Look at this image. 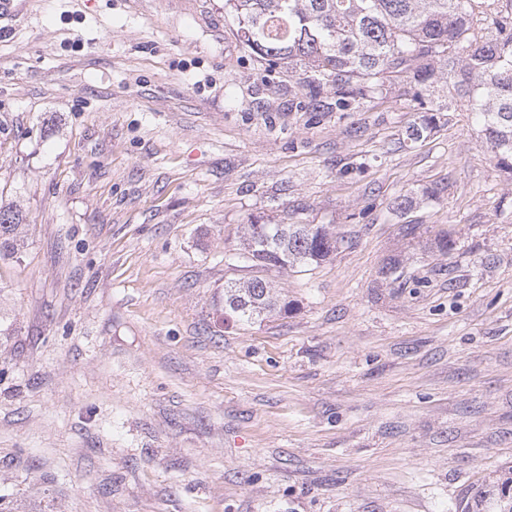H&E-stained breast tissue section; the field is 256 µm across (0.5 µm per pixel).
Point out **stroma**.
<instances>
[{
    "instance_id": "obj_1",
    "label": "stroma",
    "mask_w": 512,
    "mask_h": 512,
    "mask_svg": "<svg viewBox=\"0 0 512 512\" xmlns=\"http://www.w3.org/2000/svg\"><path fill=\"white\" fill-rule=\"evenodd\" d=\"M224 2L0 20V512H457L512 470V175L444 88L417 141L402 79L300 108ZM254 221L340 244L260 266ZM256 277L289 313L224 325ZM24 223L23 215L16 208L0 206V258L18 253Z\"/></svg>"
}]
</instances>
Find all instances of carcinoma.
Masks as SVG:
<instances>
[{
  "instance_id": "cac0c4a2",
  "label": "carcinoma",
  "mask_w": 512,
  "mask_h": 512,
  "mask_svg": "<svg viewBox=\"0 0 512 512\" xmlns=\"http://www.w3.org/2000/svg\"><path fill=\"white\" fill-rule=\"evenodd\" d=\"M235 33L269 75L297 72L310 101L328 90L336 109L403 77L422 109L411 136L436 127L424 105L441 84L474 114L497 165L512 173V0H225ZM23 215L0 206V258L20 247ZM338 239L319 224L245 227L247 258L278 268L321 263ZM285 295L261 279L224 287V320L286 315ZM498 512H512V476L497 486Z\"/></svg>"
}]
</instances>
